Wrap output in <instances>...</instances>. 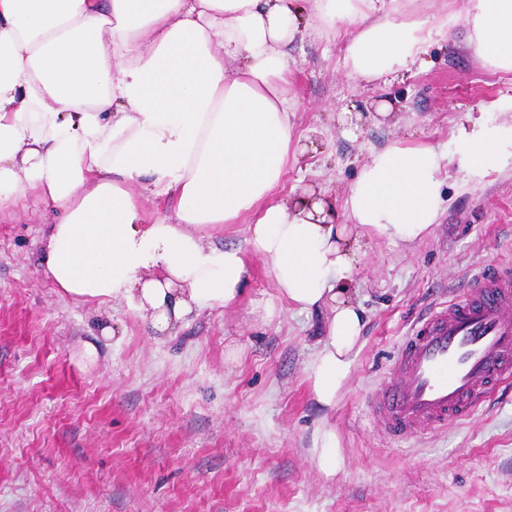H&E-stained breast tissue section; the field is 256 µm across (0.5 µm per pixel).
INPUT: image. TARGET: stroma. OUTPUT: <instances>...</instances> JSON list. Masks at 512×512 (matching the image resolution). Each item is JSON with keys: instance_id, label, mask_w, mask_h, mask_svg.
<instances>
[{"instance_id": "obj_1", "label": "stroma", "mask_w": 512, "mask_h": 512, "mask_svg": "<svg viewBox=\"0 0 512 512\" xmlns=\"http://www.w3.org/2000/svg\"><path fill=\"white\" fill-rule=\"evenodd\" d=\"M348 36L320 31L289 49L299 151L277 197L320 191L341 204L376 149L409 137L448 149L454 126L485 109L512 122V72L484 67L456 34L429 45L424 66L372 81L350 75ZM47 218L33 203L0 223V512H512V381L469 420L408 439L369 413L410 326L512 264V173L453 194L419 244L371 241L354 278L364 327L331 410L306 372L323 316L278 299L246 249L248 219L210 237L244 250L243 296L159 338L124 304L59 294L41 263ZM322 424L339 441L331 477L311 455Z\"/></svg>"}]
</instances>
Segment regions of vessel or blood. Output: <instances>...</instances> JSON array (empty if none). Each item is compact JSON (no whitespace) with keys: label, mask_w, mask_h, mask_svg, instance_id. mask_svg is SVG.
<instances>
[{"label":"vessel or blood","mask_w":512,"mask_h":512,"mask_svg":"<svg viewBox=\"0 0 512 512\" xmlns=\"http://www.w3.org/2000/svg\"><path fill=\"white\" fill-rule=\"evenodd\" d=\"M512 380V267L479 275L401 342L371 405L376 425L409 437L470 416Z\"/></svg>","instance_id":"b4317fda"}]
</instances>
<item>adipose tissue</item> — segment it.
<instances>
[{
  "label": "adipose tissue",
  "instance_id": "ef3b65f1",
  "mask_svg": "<svg viewBox=\"0 0 512 512\" xmlns=\"http://www.w3.org/2000/svg\"><path fill=\"white\" fill-rule=\"evenodd\" d=\"M346 25L353 78L420 61L464 25L481 62L512 72V0H0V220L28 200L54 212L39 245L45 275L75 300L120 302L169 336L235 302L246 252L280 298L326 314L309 362L332 409L363 328L354 275L372 238L428 237L445 188L512 171V123L468 113L453 151L397 140L371 154L344 204L275 192L292 155L289 47ZM171 196L145 222L139 193ZM250 217L247 250L208 244Z\"/></svg>",
  "mask_w": 512,
  "mask_h": 512
}]
</instances>
